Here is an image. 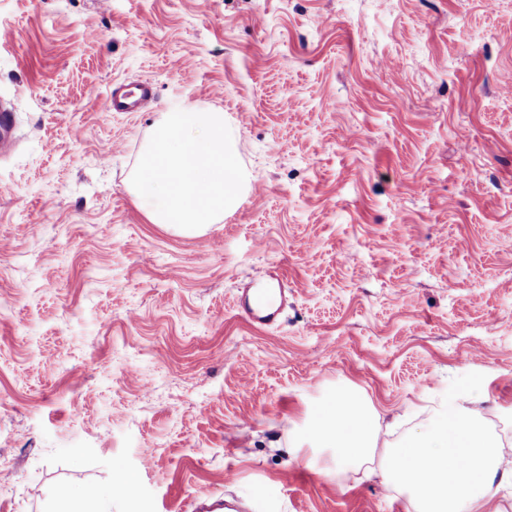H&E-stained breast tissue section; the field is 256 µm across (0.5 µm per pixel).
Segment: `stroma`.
<instances>
[{
	"mask_svg": "<svg viewBox=\"0 0 512 512\" xmlns=\"http://www.w3.org/2000/svg\"><path fill=\"white\" fill-rule=\"evenodd\" d=\"M1 31L0 512L62 484L104 512H416L386 446L299 447L349 386L401 414L386 445L468 389L512 439V0H0ZM183 108L230 117L250 176L190 233L131 183ZM275 274L279 323L248 322ZM135 90L115 92L109 101L108 109L111 112H138L143 101L148 97L149 89L138 85ZM245 288L238 309L255 324L269 326L279 321L288 288Z\"/></svg>",
	"mask_w": 512,
	"mask_h": 512,
	"instance_id": "1",
	"label": "stroma"
}]
</instances>
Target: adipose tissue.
<instances>
[{"label": "adipose tissue", "instance_id": "1", "mask_svg": "<svg viewBox=\"0 0 512 512\" xmlns=\"http://www.w3.org/2000/svg\"><path fill=\"white\" fill-rule=\"evenodd\" d=\"M473 399L470 393L458 396L448 412L432 417L426 432L386 456V480L408 488L419 512H483L499 485L512 484V469L501 466V443L468 412ZM379 419L371 403L353 390H339L322 405L306 442L330 449L338 466H358L378 446Z\"/></svg>", "mask_w": 512, "mask_h": 512}]
</instances>
